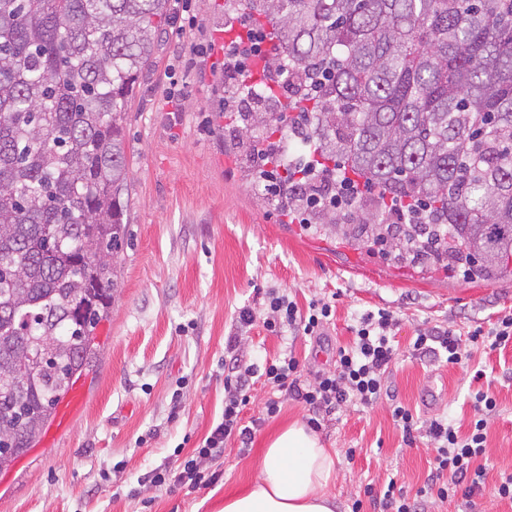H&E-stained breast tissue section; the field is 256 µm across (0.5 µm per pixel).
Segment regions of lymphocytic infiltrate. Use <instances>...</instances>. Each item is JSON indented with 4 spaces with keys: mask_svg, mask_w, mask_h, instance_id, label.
<instances>
[{
    "mask_svg": "<svg viewBox=\"0 0 512 512\" xmlns=\"http://www.w3.org/2000/svg\"><path fill=\"white\" fill-rule=\"evenodd\" d=\"M270 43L268 31L257 20L241 22L237 33L224 42V68L241 77L240 84L227 98V111L244 112L274 97L280 104L290 105L295 112L306 111L314 104L318 96L314 88L308 89L296 101L290 100L288 94H277L280 77L267 65ZM255 157L264 173L267 196L279 197L287 185H294L296 191L304 195L300 214L305 219L324 210L340 211L353 207L370 192L367 183L356 175H337L336 164L322 160L317 153H308L295 163H284L278 155L277 143L272 139L257 149ZM265 298L263 314H256L249 308L240 311V327L259 324L276 335L289 331L318 340L334 314L331 303L322 299L310 301L306 309H299L295 301L277 288L268 289ZM395 325L396 320L389 311L362 314L352 328V344L337 348L334 368L316 374L313 382L305 385L300 382L301 365L294 356L272 360L259 369L237 357L239 337H228L225 349L232 359L224 378L221 422L196 449L194 458L185 460L175 469L166 466L153 469L152 485L166 489L182 485L194 489L213 484L217 476L206 472L203 462L222 457L231 441L237 442L239 451H246L256 428L262 426L265 419L279 414L280 394H287L301 403L309 414V425L316 430L321 427V413H331L349 404L370 406L377 403L388 393L385 380L394 356L390 332ZM510 342L511 311L500 315L492 327L475 328L464 338L446 328L422 329L413 342L412 354L462 365L470 360L472 348L481 346L493 351ZM258 375L263 376L272 395L265 404L264 417L252 419L247 424L242 414L249 402L252 379ZM474 407L482 416L472 422L464 435L451 421L435 418L427 422L426 435L433 444L434 466L423 487L415 494H408L393 480L379 490L369 485L364 489L363 498L353 502L351 512H363L367 504L378 507L379 512H425L426 502L432 496L442 500L459 496L472 501L485 484L486 468L482 460L486 455V417L495 411L497 400L490 392L480 390L474 395Z\"/></svg>",
    "mask_w": 512,
    "mask_h": 512,
    "instance_id": "f902f5d3",
    "label": "lymphocytic infiltrate"
}]
</instances>
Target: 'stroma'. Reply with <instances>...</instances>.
<instances>
[{"label":"stroma","instance_id":"stroma-1","mask_svg":"<svg viewBox=\"0 0 512 512\" xmlns=\"http://www.w3.org/2000/svg\"><path fill=\"white\" fill-rule=\"evenodd\" d=\"M169 13L191 24L163 31L138 79L125 129L130 169L122 255L112 310L96 327L97 360L81 381L86 405L52 444H37L0 473V512H220L253 484L268 437L306 420L295 400L256 433L247 455L228 443L209 487L175 491L147 476L190 456L224 412V342L241 308L262 311L264 291H287L299 308L333 299L336 314L322 342L276 336L254 326L241 356L265 361L292 351L303 380L333 369L349 344L357 312H394L393 396L326 417L318 434L336 452V512H351L368 484L394 479L416 492L430 472V441L406 445L392 419L398 401L424 420L453 419L467 433L478 389L494 393L485 486L475 512H512L495 495L512 473V345L475 351L469 366L412 356L418 330L441 326L464 335L512 310V281L472 283L390 264L372 249L353 250L284 223L250 190L255 182L232 127L224 123V0H169ZM355 449L347 459V449Z\"/></svg>","mask_w":512,"mask_h":512}]
</instances>
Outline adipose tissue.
<instances>
[{"mask_svg":"<svg viewBox=\"0 0 512 512\" xmlns=\"http://www.w3.org/2000/svg\"><path fill=\"white\" fill-rule=\"evenodd\" d=\"M336 454L306 424L283 427L263 451L261 474L227 497L222 512H336Z\"/></svg>","mask_w":512,"mask_h":512,"instance_id":"1","label":"adipose tissue"}]
</instances>
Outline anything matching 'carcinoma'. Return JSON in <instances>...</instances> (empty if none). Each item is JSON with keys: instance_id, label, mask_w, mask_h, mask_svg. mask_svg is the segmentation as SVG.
Segmentation results:
<instances>
[{"instance_id": "cac0c4a2", "label": "carcinoma", "mask_w": 512, "mask_h": 512, "mask_svg": "<svg viewBox=\"0 0 512 512\" xmlns=\"http://www.w3.org/2000/svg\"><path fill=\"white\" fill-rule=\"evenodd\" d=\"M168 0H0V472L95 355L127 239L128 100ZM320 101L291 131L376 194L314 231L392 266L512 278V0H225ZM252 155L281 112L241 116ZM423 207L390 224L383 199ZM24 370L16 385L11 375Z\"/></svg>"}]
</instances>
